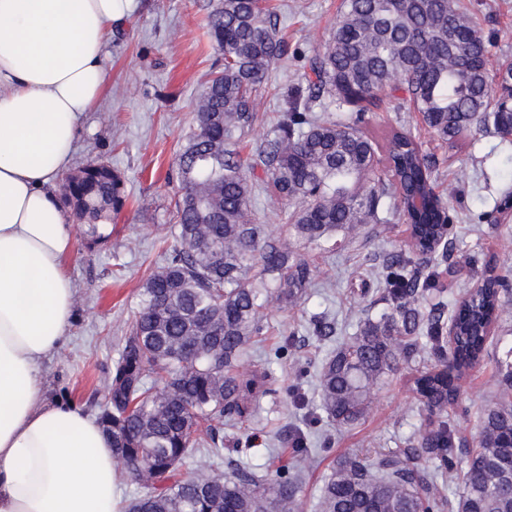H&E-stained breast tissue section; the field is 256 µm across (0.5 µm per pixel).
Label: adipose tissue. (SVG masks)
<instances>
[{
  "label": "adipose tissue",
  "instance_id": "1",
  "mask_svg": "<svg viewBox=\"0 0 512 512\" xmlns=\"http://www.w3.org/2000/svg\"><path fill=\"white\" fill-rule=\"evenodd\" d=\"M134 0H0V512H124L112 441L43 367L73 321L55 182L107 82Z\"/></svg>",
  "mask_w": 512,
  "mask_h": 512
}]
</instances>
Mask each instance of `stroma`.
I'll return each mask as SVG.
<instances>
[{
	"instance_id": "1",
	"label": "stroma",
	"mask_w": 512,
	"mask_h": 512,
	"mask_svg": "<svg viewBox=\"0 0 512 512\" xmlns=\"http://www.w3.org/2000/svg\"><path fill=\"white\" fill-rule=\"evenodd\" d=\"M477 18L487 41V66L497 71L512 62V0H460ZM278 14L281 35L292 52L313 53L328 38L341 0H269ZM209 0H134L129 21L116 29L108 46L107 90L82 124L74 165L99 161L118 171L126 202L112 223V235L92 246L76 239L68 267L76 288L75 320L61 352L44 365L49 398L70 395L85 413L97 415L104 380L117 354L124 324L137 310L145 278L163 262L172 246L166 225L180 192L168 174L193 122L195 104L222 62L207 32ZM296 60L274 68L259 106L260 119L246 140L245 153L263 143L280 115V91L298 82ZM427 152L438 160L437 193L459 213L453 229L454 278L440 288L461 298L473 278L488 267L512 264V219L482 220L512 195L506 161L512 145L474 132L448 146L421 134ZM407 226L394 219L369 224L358 233L336 234L298 251L317 270V280L302 303L263 312L267 332L252 351L254 365L267 369L274 395L261 398L247 421L224 428V459L238 460L263 474L274 473L293 453L290 436L302 430L310 448L300 492V512H317L319 489L337 457L395 451L420 440L429 430L412 392L420 363L401 365L377 388L366 417L339 428L321 416L314 374L334 339L308 331L311 317L325 314L337 323L338 336L355 335L362 314L361 289L377 290L374 266L386 253L406 248ZM296 338H289V331ZM497 341L484 361L458 382L460 404L449 420L466 443L477 433V412L497 389L499 359L512 348V321L495 332ZM286 345L282 358L270 356ZM295 386L301 404L287 394Z\"/></svg>"
}]
</instances>
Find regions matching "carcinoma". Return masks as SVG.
Segmentation results:
<instances>
[{"label": "carcinoma", "instance_id": "1", "mask_svg": "<svg viewBox=\"0 0 512 512\" xmlns=\"http://www.w3.org/2000/svg\"><path fill=\"white\" fill-rule=\"evenodd\" d=\"M207 25L224 64L176 157L181 194L170 232L179 246L140 288L97 414L141 488L128 512H298L296 477L215 468L224 417L241 418L276 393L266 387L268 370L243 368L245 350L265 330L261 309L297 305L314 277L258 221L259 195L288 203L286 231L303 245L392 216L412 226L415 242L375 272L386 309L325 359L318 397L327 418L353 425L375 388L425 352L435 366L419 372L413 393L433 428L397 453L338 460L318 512H435L444 502L431 484L447 477L461 482L457 512H512V364L496 402L479 412L475 447L448 420L459 403L456 381L483 359L494 326L512 319V269L451 308L427 302L439 260L432 244L448 240L443 216L453 207L434 191L435 161L411 131L379 136L364 126L399 92L445 142L474 129L507 139L512 105L497 92L512 86V64L488 71L482 31L454 0H343L329 39L303 56L302 80L282 89L277 122L245 159L241 146L287 44L264 0H214ZM125 197L121 176L103 163L64 178L77 232L91 244L109 238L104 228ZM192 452L195 466L180 473Z\"/></svg>", "mask_w": 512, "mask_h": 512}]
</instances>
